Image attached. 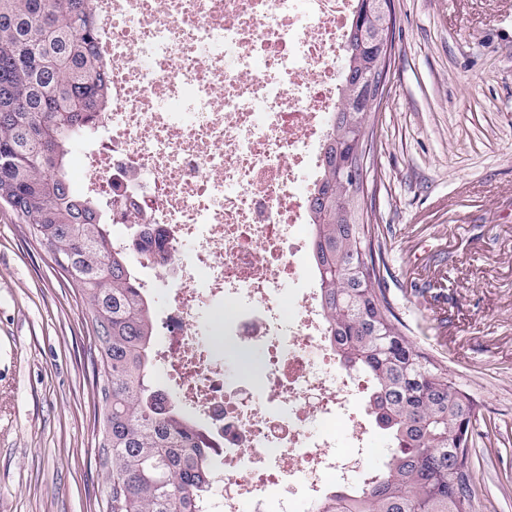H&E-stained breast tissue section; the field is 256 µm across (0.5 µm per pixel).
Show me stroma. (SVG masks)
I'll return each instance as SVG.
<instances>
[{
    "label": "stroma",
    "instance_id": "1",
    "mask_svg": "<svg viewBox=\"0 0 512 512\" xmlns=\"http://www.w3.org/2000/svg\"><path fill=\"white\" fill-rule=\"evenodd\" d=\"M371 219L410 338L475 403L479 512H512V0H393ZM88 306L0 205V512H105Z\"/></svg>",
    "mask_w": 512,
    "mask_h": 512
}]
</instances>
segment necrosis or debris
Instances as JSON below:
<instances>
[{
  "label": "necrosis or debris",
  "mask_w": 512,
  "mask_h": 512,
  "mask_svg": "<svg viewBox=\"0 0 512 512\" xmlns=\"http://www.w3.org/2000/svg\"><path fill=\"white\" fill-rule=\"evenodd\" d=\"M112 101L81 153V190L112 221L163 229L144 290L163 284L154 360L221 460L203 512H295L366 454L362 380L337 372L299 232L341 96L354 0H95ZM293 295L291 311L282 302ZM233 315H225L227 305ZM268 356L224 374L223 345ZM350 422L347 454L328 419Z\"/></svg>",
  "instance_id": "4bbe7bcc"
}]
</instances>
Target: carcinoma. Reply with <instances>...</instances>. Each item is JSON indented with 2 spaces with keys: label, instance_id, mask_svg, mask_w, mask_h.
<instances>
[{
  "label": "carcinoma",
  "instance_id": "obj_1",
  "mask_svg": "<svg viewBox=\"0 0 512 512\" xmlns=\"http://www.w3.org/2000/svg\"><path fill=\"white\" fill-rule=\"evenodd\" d=\"M92 0H0V204L42 246L89 306L99 355V465L106 512H199L211 494L213 449L197 424L154 385L152 303L106 229L102 200L75 189L74 140L111 103L110 65L99 51ZM370 36L386 44L384 15L356 0L342 93L311 194V255L322 313L339 365L368 379L366 407L391 446L379 477L337 488L313 512H476L474 401L407 334L383 286L380 225L369 223L363 186L337 175L343 154L373 165L382 75Z\"/></svg>",
  "mask_w": 512,
  "mask_h": 512
}]
</instances>
